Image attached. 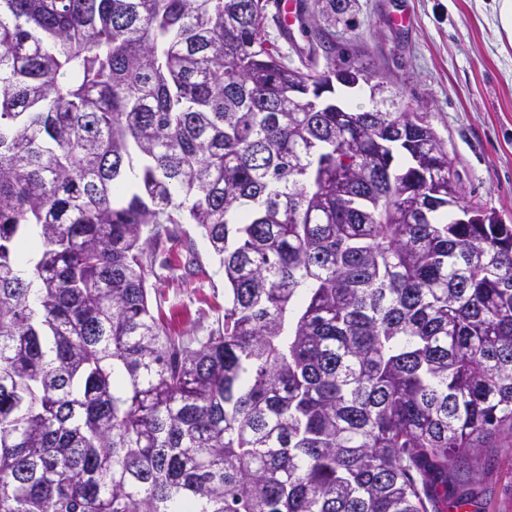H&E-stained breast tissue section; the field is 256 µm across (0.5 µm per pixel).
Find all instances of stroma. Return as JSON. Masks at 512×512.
Segmentation results:
<instances>
[{
  "instance_id": "stroma-1",
  "label": "stroma",
  "mask_w": 512,
  "mask_h": 512,
  "mask_svg": "<svg viewBox=\"0 0 512 512\" xmlns=\"http://www.w3.org/2000/svg\"><path fill=\"white\" fill-rule=\"evenodd\" d=\"M269 0L265 37L288 65L323 62L324 43L384 71L412 108L427 105L465 200L512 224V44L497 34L496 0H353L351 24L301 30ZM409 24H394L401 13ZM150 302L178 336L207 335L224 311V271L194 225L157 249ZM478 512H512V447L489 448L467 487Z\"/></svg>"
}]
</instances>
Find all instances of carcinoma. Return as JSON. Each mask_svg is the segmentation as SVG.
I'll return each instance as SVG.
<instances>
[{
    "label": "carcinoma",
    "instance_id": "cac0c4a2",
    "mask_svg": "<svg viewBox=\"0 0 512 512\" xmlns=\"http://www.w3.org/2000/svg\"><path fill=\"white\" fill-rule=\"evenodd\" d=\"M266 2L0 0V512H443L512 438V225ZM179 224L224 269L193 344L146 287Z\"/></svg>",
    "mask_w": 512,
    "mask_h": 512
}]
</instances>
